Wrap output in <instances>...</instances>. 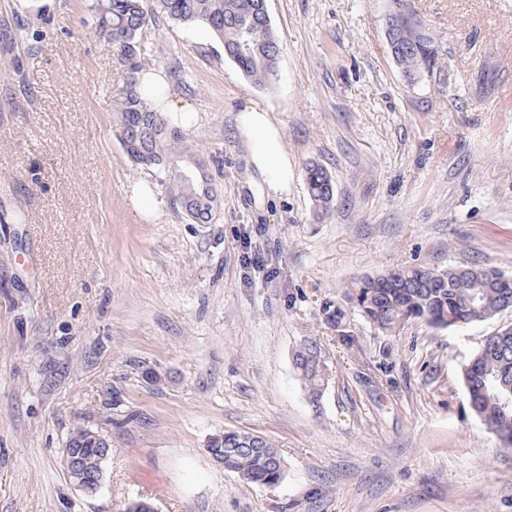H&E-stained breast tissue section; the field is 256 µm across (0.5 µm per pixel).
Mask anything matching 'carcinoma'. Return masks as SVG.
I'll use <instances>...</instances> for the list:
<instances>
[{"instance_id":"carcinoma-1","label":"carcinoma","mask_w":512,"mask_h":512,"mask_svg":"<svg viewBox=\"0 0 512 512\" xmlns=\"http://www.w3.org/2000/svg\"><path fill=\"white\" fill-rule=\"evenodd\" d=\"M91 34L112 51L126 69L123 84L112 96V111L120 115L119 138L136 164L164 168L183 142L165 114L154 109L139 89V72L147 61L144 42L148 30L166 17L189 27H204L221 43L224 57L259 88L272 84L279 58L270 53L280 46L271 21L264 18L259 0H92ZM388 49L407 83L419 82L434 59L432 38L415 14L402 10L387 16ZM207 166L196 163L190 174L175 173L183 214L194 224L213 219L216 190ZM307 191L317 215L334 205L333 180L321 164L305 168ZM398 277H365L354 283L347 301L379 329L391 332L411 319L423 318L438 328H452L493 319L512 308V278L480 265L448 267L420 264L401 267ZM294 365L305 388L317 396L325 385L324 363L316 346L307 344L294 355ZM472 413L488 427L503 432L499 441L512 447V328L488 336L464 371ZM79 452L85 468H99L104 443L91 430H79L66 441ZM208 452L225 470L248 483L267 485L285 477L283 461L264 438L226 431L211 438Z\"/></svg>"}]
</instances>
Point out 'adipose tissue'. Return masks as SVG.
<instances>
[{
    "label": "adipose tissue",
    "instance_id": "1",
    "mask_svg": "<svg viewBox=\"0 0 512 512\" xmlns=\"http://www.w3.org/2000/svg\"><path fill=\"white\" fill-rule=\"evenodd\" d=\"M249 161L270 194L287 195L294 180V165L284 144V132L260 106L249 105L237 117Z\"/></svg>",
    "mask_w": 512,
    "mask_h": 512
}]
</instances>
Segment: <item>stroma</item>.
<instances>
[{
    "label": "stroma",
    "mask_w": 512,
    "mask_h": 512,
    "mask_svg": "<svg viewBox=\"0 0 512 512\" xmlns=\"http://www.w3.org/2000/svg\"><path fill=\"white\" fill-rule=\"evenodd\" d=\"M90 6L0 0V512H512V448L463 378L512 309L393 332L351 306L339 329L323 314L352 281L405 266L512 276V0H268V88L206 29L160 19L148 63L194 115L170 125L212 174L208 224L179 206L185 159H128L110 106L122 71ZM404 8L435 50L413 85L386 38ZM250 104L284 132L287 197L268 195L237 134ZM312 160L333 177L321 219ZM140 180L155 216L128 201ZM309 342L329 372L316 397L294 368ZM81 429L111 448L92 496L61 456ZM227 431L272 443L283 481L215 463L208 442Z\"/></svg>",
    "instance_id": "obj_1"
}]
</instances>
